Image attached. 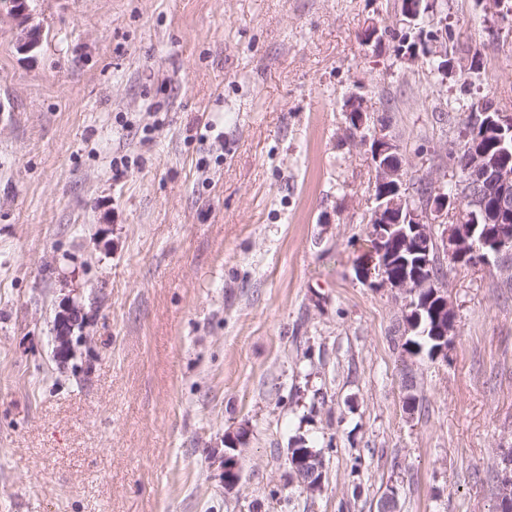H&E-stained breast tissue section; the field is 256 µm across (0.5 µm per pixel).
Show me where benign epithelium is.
I'll list each match as a JSON object with an SVG mask.
<instances>
[{"instance_id":"obj_1","label":"benign epithelium","mask_w":512,"mask_h":512,"mask_svg":"<svg viewBox=\"0 0 512 512\" xmlns=\"http://www.w3.org/2000/svg\"><path fill=\"white\" fill-rule=\"evenodd\" d=\"M6 14L16 23L19 32L16 37V49L23 55L34 54L38 51L43 40V29L33 23V13L30 0H12L8 6L0 9V16ZM448 41L447 25H441L437 30V39L433 44L435 50H426L427 57H438L440 63H431L434 73L445 77L448 75V53L443 49ZM374 148L371 152L375 169L374 185L378 189V206L373 210L370 235L379 251L385 250L388 240L387 232L399 224H409L412 235H404L399 249L409 247L411 239L424 240L433 243L434 251L449 256L458 262L468 259L472 254L482 249L492 248V255H484V263L495 259V264L502 276L512 272V153H498L491 156L471 146H466L462 162L464 173L463 185L474 188L482 182H491L496 186V193L484 196L472 193L470 199L473 214H484L491 209L497 216V223L486 226L485 233L477 240L466 236L459 230L458 225L448 224V218L459 208V200L446 192L447 185L427 176L422 179L426 189L428 203L421 206L413 203L409 190L407 174L404 172L399 147L384 135V127L377 125L372 129ZM444 226L441 235H436L435 227ZM380 285L391 289L402 296L405 306L417 307L416 298L422 288L432 289L431 299L436 301L431 311L433 321L432 336L438 346L432 356L448 354L449 336L456 331V315L448 303V292L445 285L433 287L431 278L422 272L412 274H395L389 268L379 272ZM82 320V307L72 301L62 304L57 312L55 321V353L60 359L68 357L72 334L75 326ZM250 433L241 429L237 434L224 436L223 479L224 490L233 491L241 482L239 459L242 449L246 447ZM296 480L301 488L314 495L321 491L323 485L325 462L322 453L312 448L296 450L292 457Z\"/></svg>"}]
</instances>
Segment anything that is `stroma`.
Masks as SVG:
<instances>
[{"label":"stroma","mask_w":512,"mask_h":512,"mask_svg":"<svg viewBox=\"0 0 512 512\" xmlns=\"http://www.w3.org/2000/svg\"><path fill=\"white\" fill-rule=\"evenodd\" d=\"M401 6L33 0L32 58L0 20V512H378L392 487L398 512H496L512 291L453 270L447 357L404 350L403 301L357 272L375 171L348 114L384 119L410 181L452 182L449 103L512 113V24L435 0L443 79L403 55ZM447 23H442L441 28L437 31V39L433 41V47L435 50H426L424 51L425 57H439L440 60L438 62L432 61L430 66L434 73L446 77L448 75V53L446 49H442L444 44L446 45L448 38L452 36V30L448 28V34H447ZM438 44V45H437ZM432 47V48H433ZM439 47L437 50L436 48ZM440 62V69L437 70V64ZM82 320V307L73 301L63 303L55 321V353L59 359L68 357L75 326ZM249 439L250 433L246 428L241 429L236 435L234 433H231V436L224 435V445L231 446V448H224L223 479L226 491H233L240 485L239 459ZM296 450L294 457L292 452ZM289 458L293 461L292 464L288 460L289 468L292 473L294 469L295 478L301 484V488L310 495L316 494L321 491L324 478L325 462L321 452H316L313 448H290ZM319 478L316 479L317 475Z\"/></svg>","instance_id":"1"}]
</instances>
